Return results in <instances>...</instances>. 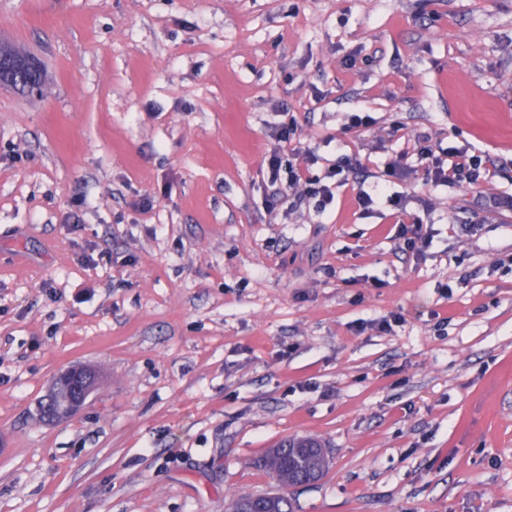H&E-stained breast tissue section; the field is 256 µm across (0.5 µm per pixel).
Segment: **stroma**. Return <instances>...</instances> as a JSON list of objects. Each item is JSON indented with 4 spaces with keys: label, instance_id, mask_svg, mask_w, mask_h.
I'll return each instance as SVG.
<instances>
[{
    "label": "stroma",
    "instance_id": "35a3bbf8",
    "mask_svg": "<svg viewBox=\"0 0 512 512\" xmlns=\"http://www.w3.org/2000/svg\"><path fill=\"white\" fill-rule=\"evenodd\" d=\"M0 39L46 72L0 87V512H512V0H0ZM291 121L319 176L423 134L491 174L390 183L418 257L350 172L269 209ZM294 436L330 465L281 489ZM408 223V222H407ZM403 219H399L395 226V237L403 239L406 250L416 254L422 255L424 249L429 247L432 242L430 240V233L423 230V224L417 219H413L411 224H407ZM72 378L66 374H62L56 379L53 384L52 390L48 397L41 405V414L44 418L54 420L56 415L62 417L71 415L76 412L80 407H74ZM242 507L246 510L235 511ZM230 512H291L288 499L280 495L254 496L243 494L237 497L228 508Z\"/></svg>",
    "mask_w": 512,
    "mask_h": 512
}]
</instances>
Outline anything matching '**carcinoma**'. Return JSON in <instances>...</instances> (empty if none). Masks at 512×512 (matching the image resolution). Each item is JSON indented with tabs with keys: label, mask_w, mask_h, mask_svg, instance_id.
<instances>
[{
	"label": "carcinoma",
	"mask_w": 512,
	"mask_h": 512,
	"mask_svg": "<svg viewBox=\"0 0 512 512\" xmlns=\"http://www.w3.org/2000/svg\"><path fill=\"white\" fill-rule=\"evenodd\" d=\"M12 87L23 92L39 90L42 88V78H33L26 73H21ZM72 400V378L63 374L56 379L50 394L42 403L41 414L49 420L60 414L70 415L77 411ZM264 464L283 485L294 486L298 483L308 485L323 475L327 458L323 446L317 440L296 437L285 439L268 450ZM238 507L244 508V512H291L288 499L280 495L243 494L232 502L229 512H235Z\"/></svg>",
	"instance_id": "obj_1"
}]
</instances>
